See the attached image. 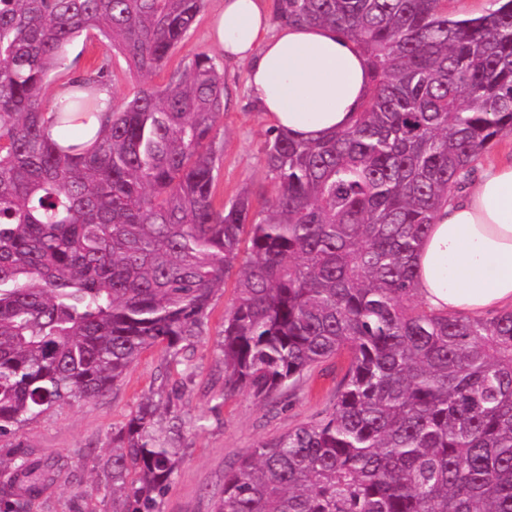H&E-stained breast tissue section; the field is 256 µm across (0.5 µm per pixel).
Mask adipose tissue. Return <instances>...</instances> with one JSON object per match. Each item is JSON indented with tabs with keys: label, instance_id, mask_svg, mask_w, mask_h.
Segmentation results:
<instances>
[{
	"label": "adipose tissue",
	"instance_id": "1",
	"mask_svg": "<svg viewBox=\"0 0 512 512\" xmlns=\"http://www.w3.org/2000/svg\"><path fill=\"white\" fill-rule=\"evenodd\" d=\"M225 61L247 64L245 89L266 121L301 141L347 128L369 66L328 25L272 26L267 0H224L210 30ZM418 296L449 313L512 308V160L482 167L437 214L415 259Z\"/></svg>",
	"mask_w": 512,
	"mask_h": 512
}]
</instances>
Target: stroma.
<instances>
[{
    "mask_svg": "<svg viewBox=\"0 0 512 512\" xmlns=\"http://www.w3.org/2000/svg\"><path fill=\"white\" fill-rule=\"evenodd\" d=\"M222 0H206L189 36L167 65L152 78L167 85L182 59L212 52L211 20ZM246 67H225L228 106L220 125L221 159L217 200H230L242 189L261 192L267 185L262 145L269 127L244 93ZM234 280L219 291L204 335L170 362L163 347L145 351L124 379L108 392L56 408L0 440V453L18 447L30 458L54 466L58 477L31 512H110L112 498L98 488L97 465L112 453V437L146 399L160 407L188 413L178 441L185 450L175 478L161 500L160 512H213L224 474L261 442L328 416L336 403V387L346 361L333 358L311 368L292 393L273 403L249 392L225 398L221 353L224 312L234 296Z\"/></svg>",
    "mask_w": 512,
    "mask_h": 512,
    "instance_id": "stroma-1",
    "label": "stroma"
}]
</instances>
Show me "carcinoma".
<instances>
[{"instance_id": "cac0c4a2", "label": "carcinoma", "mask_w": 512, "mask_h": 512, "mask_svg": "<svg viewBox=\"0 0 512 512\" xmlns=\"http://www.w3.org/2000/svg\"><path fill=\"white\" fill-rule=\"evenodd\" d=\"M204 0H0V439L121 381L145 350L180 362L237 272L224 390L268 401L344 356L333 411L260 443L214 512H512V310L452 315L417 296L436 213L512 133V0H275L365 55L351 125L305 142L271 127L269 198L214 202L224 73L199 52L173 84L110 112L67 64L82 34L145 77ZM66 72L69 98L46 102ZM141 403L104 466L112 512H159L180 449ZM54 482L0 458V512Z\"/></svg>"}]
</instances>
